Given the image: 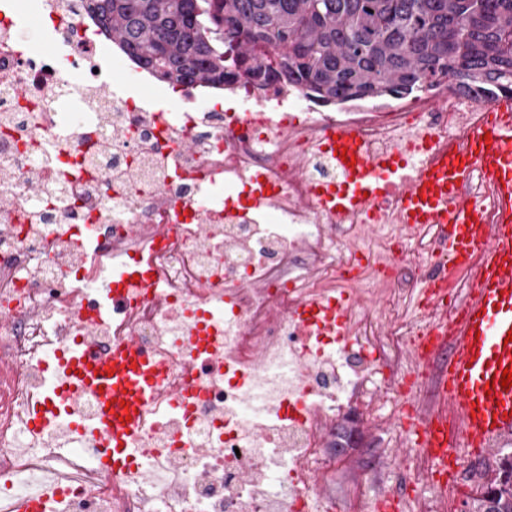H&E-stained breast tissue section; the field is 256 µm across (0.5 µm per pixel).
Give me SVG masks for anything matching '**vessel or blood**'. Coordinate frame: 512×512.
Listing matches in <instances>:
<instances>
[{
	"mask_svg": "<svg viewBox=\"0 0 512 512\" xmlns=\"http://www.w3.org/2000/svg\"><path fill=\"white\" fill-rule=\"evenodd\" d=\"M486 110V122L470 131L472 151L452 146L435 151L417 164L409 181L398 174L396 161L360 157L344 181L320 191L323 204L337 211L365 204L370 196L394 193L401 199L406 223L442 226L448 277L429 284L428 302L441 304L457 275L469 280L459 315L437 317L415 350L418 360L435 359L440 374L436 408L416 418L409 441L426 449L428 472L443 495L456 483L463 456L487 452L512 435V387L502 385L504 369L512 370V99L494 101ZM476 172L493 189L495 218L489 224L479 218L480 203L466 196ZM89 356L79 343L54 353L64 374L54 401L40 410L34 423L46 424L62 405L97 393L105 404L101 427L89 434L81 423H73L71 443L98 449L102 460H130L137 423L157 378L140 371L127 346L94 369L87 365Z\"/></svg>",
	"mask_w": 512,
	"mask_h": 512,
	"instance_id": "obj_1",
	"label": "vessel or blood"
}]
</instances>
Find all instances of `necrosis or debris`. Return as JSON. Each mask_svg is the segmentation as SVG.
Here are the masks:
<instances>
[{
    "label": "necrosis or debris",
    "instance_id": "obj_1",
    "mask_svg": "<svg viewBox=\"0 0 512 512\" xmlns=\"http://www.w3.org/2000/svg\"><path fill=\"white\" fill-rule=\"evenodd\" d=\"M34 11L44 53L21 42ZM89 28L74 0H0V512L34 484L39 512H333L326 489L356 466L338 429L391 427L405 380L431 382L408 361L437 311L406 306L442 244L408 230L393 195L323 208L316 189L342 177L329 139L348 128L368 160L416 163L465 146L482 104L443 80L332 115L278 84L237 86L244 111H201L186 85L155 111L100 96L111 61ZM104 274L115 299L92 289ZM342 294L341 341L295 320ZM78 340L99 356L135 341L161 378L125 474L64 448L72 419L95 425L91 395L32 426L56 387L49 355Z\"/></svg>",
    "mask_w": 512,
    "mask_h": 512
}]
</instances>
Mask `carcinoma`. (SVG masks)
I'll list each match as a JSON object with an SVG mask.
<instances>
[{
    "mask_svg": "<svg viewBox=\"0 0 512 512\" xmlns=\"http://www.w3.org/2000/svg\"><path fill=\"white\" fill-rule=\"evenodd\" d=\"M173 86H297L318 106L403 99L442 78L512 97V0H77ZM476 512H512V455Z\"/></svg>",
    "mask_w": 512,
    "mask_h": 512,
    "instance_id": "obj_1",
    "label": "carcinoma"
}]
</instances>
